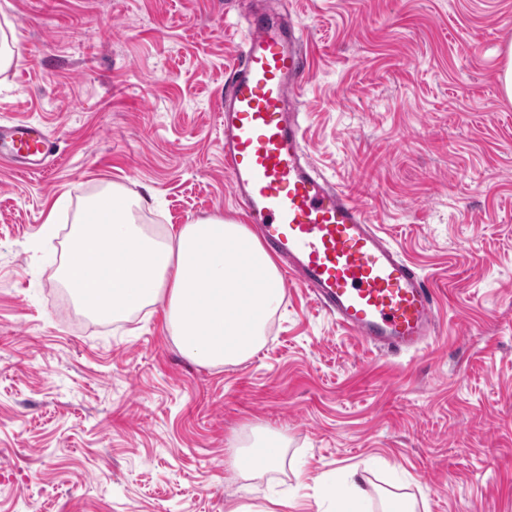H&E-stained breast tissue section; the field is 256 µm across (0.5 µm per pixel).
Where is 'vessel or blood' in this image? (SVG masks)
<instances>
[{
  "label": "vessel or blood",
  "instance_id": "1",
  "mask_svg": "<svg viewBox=\"0 0 512 512\" xmlns=\"http://www.w3.org/2000/svg\"><path fill=\"white\" fill-rule=\"evenodd\" d=\"M310 35L255 15L224 95V173L284 282L376 350L416 352L439 326L426 276L367 210L310 159L299 121ZM53 138L28 122L0 125V160L41 168Z\"/></svg>",
  "mask_w": 512,
  "mask_h": 512
}]
</instances>
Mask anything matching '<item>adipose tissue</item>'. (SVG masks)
Returning <instances> with one entry per match:
<instances>
[{
	"mask_svg": "<svg viewBox=\"0 0 512 512\" xmlns=\"http://www.w3.org/2000/svg\"><path fill=\"white\" fill-rule=\"evenodd\" d=\"M138 199L105 187L76 217L61 279L85 315L110 321L164 306L180 352L205 366L239 364L263 346L267 322L283 298L276 264L242 224L210 217L177 231L137 224ZM284 435L251 432L232 461L277 468Z\"/></svg>",
	"mask_w": 512,
	"mask_h": 512,
	"instance_id": "ef3b65f1",
	"label": "adipose tissue"
}]
</instances>
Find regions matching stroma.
Wrapping results in <instances>:
<instances>
[{
    "mask_svg": "<svg viewBox=\"0 0 512 512\" xmlns=\"http://www.w3.org/2000/svg\"><path fill=\"white\" fill-rule=\"evenodd\" d=\"M264 10L312 36V157L437 291L440 329L375 351L291 283L259 354L206 367L163 308L85 317L58 276L106 185L160 233L242 221L224 176L228 69ZM21 57L0 120L58 152L0 162V512H331L346 468L417 512H512V0H0ZM287 436L247 482L237 438Z\"/></svg>",
    "mask_w": 512,
    "mask_h": 512,
    "instance_id": "stroma-1",
    "label": "stroma"
}]
</instances>
